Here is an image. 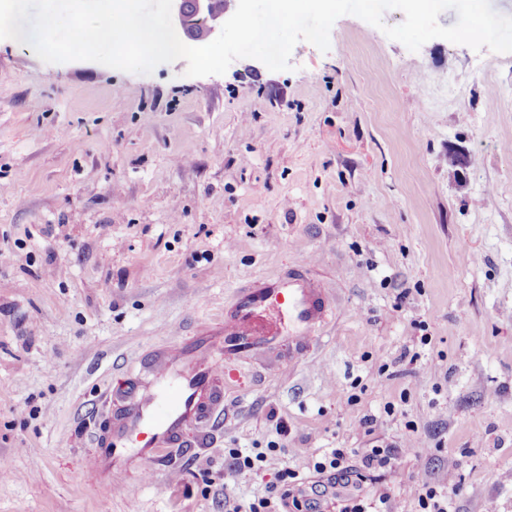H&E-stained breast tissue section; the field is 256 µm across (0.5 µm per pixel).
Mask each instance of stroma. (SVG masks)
<instances>
[{
	"label": "stroma",
	"mask_w": 512,
	"mask_h": 512,
	"mask_svg": "<svg viewBox=\"0 0 512 512\" xmlns=\"http://www.w3.org/2000/svg\"><path fill=\"white\" fill-rule=\"evenodd\" d=\"M290 63L138 74L0 39V512H225L283 467L310 485L331 449L407 438L321 512L384 488L417 512L424 466L456 512H512V54L412 52L344 15ZM305 265L334 307L306 359L283 341L244 369L207 447L88 468L132 363ZM229 455L232 459V467L238 473L260 471L263 469L268 458V453L265 451L257 452L254 457L250 455H243L238 450H231Z\"/></svg>",
	"instance_id": "obj_1"
}]
</instances>
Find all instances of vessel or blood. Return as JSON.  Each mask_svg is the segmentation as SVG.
Segmentation results:
<instances>
[{"label":"vessel or blood","mask_w":512,"mask_h":512,"mask_svg":"<svg viewBox=\"0 0 512 512\" xmlns=\"http://www.w3.org/2000/svg\"><path fill=\"white\" fill-rule=\"evenodd\" d=\"M329 307L325 289L300 274L240 290L216 330L141 364L109 425L93 436L92 469L109 476L163 464L193 427L216 423L226 358L264 355L284 334L292 359L303 360L327 324Z\"/></svg>","instance_id":"1"}]
</instances>
